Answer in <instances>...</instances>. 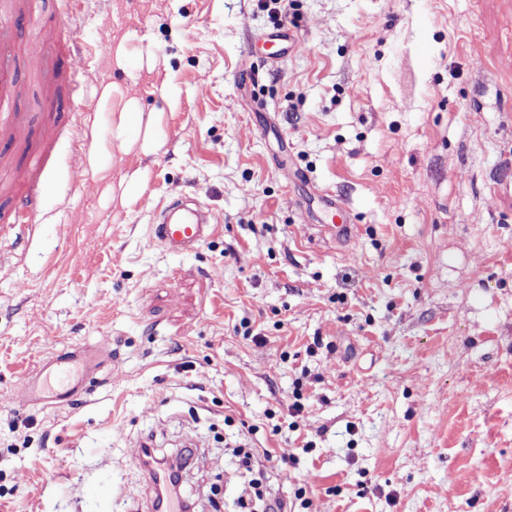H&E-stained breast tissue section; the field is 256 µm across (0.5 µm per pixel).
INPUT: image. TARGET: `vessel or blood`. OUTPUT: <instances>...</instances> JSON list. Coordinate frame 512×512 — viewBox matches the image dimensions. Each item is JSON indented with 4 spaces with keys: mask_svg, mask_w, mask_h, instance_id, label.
Instances as JSON below:
<instances>
[{
    "mask_svg": "<svg viewBox=\"0 0 512 512\" xmlns=\"http://www.w3.org/2000/svg\"><path fill=\"white\" fill-rule=\"evenodd\" d=\"M15 57L11 20L0 13V141H16L27 134L26 126L8 111L17 93L12 77ZM54 175L55 169L48 156H41L31 164L27 189L16 208L18 223H42L41 195ZM216 230L205 209H187L174 203L158 214L150 227L149 239L170 252L184 253L212 238ZM101 356L100 350L71 346L42 359L22 387V401L56 407L87 394L100 368ZM153 454L151 445L143 442L133 457L151 491L146 512H190L189 505L169 493L170 471L164 464H153Z\"/></svg>",
    "mask_w": 512,
    "mask_h": 512,
    "instance_id": "vessel-or-blood-1",
    "label": "vessel or blood"
}]
</instances>
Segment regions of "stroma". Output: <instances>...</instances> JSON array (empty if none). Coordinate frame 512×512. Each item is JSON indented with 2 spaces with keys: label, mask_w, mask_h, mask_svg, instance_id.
Here are the masks:
<instances>
[{
  "label": "stroma",
  "mask_w": 512,
  "mask_h": 512,
  "mask_svg": "<svg viewBox=\"0 0 512 512\" xmlns=\"http://www.w3.org/2000/svg\"><path fill=\"white\" fill-rule=\"evenodd\" d=\"M7 8L43 50L58 0ZM73 24L87 95L20 55L29 136L0 142V512H139L147 435L198 446L203 512H241L239 445L296 456L264 473L286 512H512V0H86ZM130 109L148 150L116 137ZM55 116L44 219L13 226ZM184 197L220 231L174 254L148 228ZM78 344L106 382L22 405Z\"/></svg>",
  "instance_id": "obj_1"
}]
</instances>
